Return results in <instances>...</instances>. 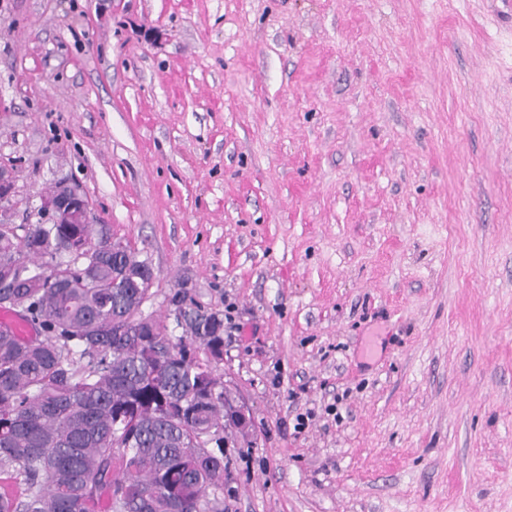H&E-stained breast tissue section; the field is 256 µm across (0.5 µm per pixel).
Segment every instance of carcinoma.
<instances>
[{
    "label": "carcinoma",
    "mask_w": 512,
    "mask_h": 512,
    "mask_svg": "<svg viewBox=\"0 0 512 512\" xmlns=\"http://www.w3.org/2000/svg\"><path fill=\"white\" fill-rule=\"evenodd\" d=\"M149 264L104 224L0 225V512H214L224 487V321L183 338L132 316ZM118 287H112L113 283Z\"/></svg>",
    "instance_id": "1"
}]
</instances>
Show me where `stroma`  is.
Returning a JSON list of instances; mask_svg holds the SVG:
<instances>
[{"label":"stroma","instance_id":"1","mask_svg":"<svg viewBox=\"0 0 512 512\" xmlns=\"http://www.w3.org/2000/svg\"><path fill=\"white\" fill-rule=\"evenodd\" d=\"M0 168L223 319L221 512H512V0H0Z\"/></svg>","mask_w":512,"mask_h":512}]
</instances>
